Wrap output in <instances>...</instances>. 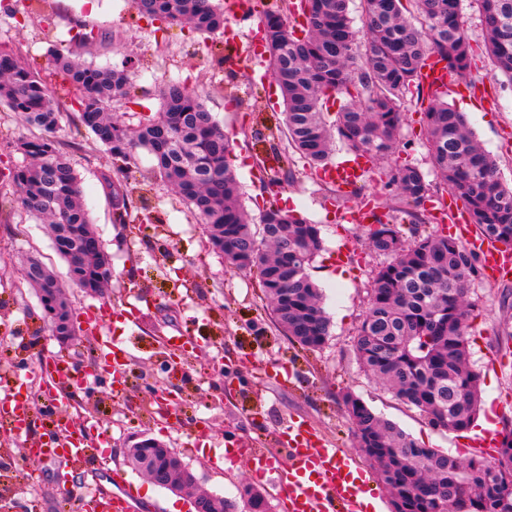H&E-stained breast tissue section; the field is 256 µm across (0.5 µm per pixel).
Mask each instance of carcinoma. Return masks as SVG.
<instances>
[{
	"label": "carcinoma",
	"instance_id": "cac0c4a2",
	"mask_svg": "<svg viewBox=\"0 0 512 512\" xmlns=\"http://www.w3.org/2000/svg\"><path fill=\"white\" fill-rule=\"evenodd\" d=\"M363 0L364 42L352 25L349 0H299L306 28L298 33L275 12L263 15L265 54L285 107L287 142L313 168L330 163L332 136L371 165L393 156L404 122L403 104L420 89L422 70L437 56L462 74L472 45L463 28L460 0ZM485 23V44L496 72L512 82V0H476ZM141 17L198 34L224 32V11L212 0H131ZM54 64L73 88L71 106L107 148L115 170L130 169L147 150L156 172L193 210L212 249L238 270L254 273L285 335L317 350L331 323L308 270L321 250L317 225L273 205L251 228L238 197L230 163L232 144L200 95L186 84L159 88L160 111L130 127L112 115V102L130 97L134 73L126 64L101 68L51 50ZM346 94L329 124L323 105ZM0 104L22 114L41 135L21 137L23 162L13 174L16 200L48 224L70 281L90 291L111 278V256L92 227L80 180L59 147L60 110L20 51H0ZM434 181L417 166L389 167L385 187L409 217L410 235L391 217L368 227V246L384 262L375 270L368 307L354 345L361 367L398 399L418 408L439 430L462 432L480 407L479 373L469 363V321L476 304L470 290L481 279L474 252L442 231L420 232L419 209L430 192L443 189L460 201L480 233L512 250V187L477 142L464 115L444 94L428 95L422 112ZM112 188L113 221L127 223L130 200L121 180ZM23 281L41 291L60 288L56 274L36 255L22 262ZM358 447L390 496L391 512H512V432L491 459H466L420 445L358 396H343Z\"/></svg>",
	"mask_w": 512,
	"mask_h": 512
}]
</instances>
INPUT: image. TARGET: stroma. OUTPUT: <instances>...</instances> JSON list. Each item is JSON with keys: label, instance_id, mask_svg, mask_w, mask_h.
<instances>
[{"label": "stroma", "instance_id": "obj_1", "mask_svg": "<svg viewBox=\"0 0 512 512\" xmlns=\"http://www.w3.org/2000/svg\"><path fill=\"white\" fill-rule=\"evenodd\" d=\"M16 17L0 7V50L21 48L25 60L46 84L60 108L57 136L81 179L84 204L112 256L107 290L90 296L67 289L80 332L69 342L49 332L37 295L23 282L14 258L33 252L59 277L67 266L55 251L44 224L20 208L0 209V248L13 261L0 268V376L63 360L87 368L104 359L107 338L120 341L128 354L121 386L103 384L94 394L77 388L55 399L39 385L31 393L37 414L34 428L13 436L0 426V446L10 448L13 479L35 484L38 512H70L73 492L86 483L105 495L124 493L133 483L134 512H192L189 496L150 486L127 462L126 450L139 435L173 448L194 473L197 484L213 494L236 500L241 488L256 482L269 498L271 512H286L279 471L288 467L283 448L290 421L299 420L316 435L349 454L358 448L342 402L352 393L376 414L394 422L426 446L471 457L472 444L483 435V422L467 431L434 429L414 407L398 400L359 365L354 344L368 306L367 291L381 258L367 244V227L343 221V214L373 202L381 211L396 201L384 187L385 165L365 173L351 197L330 194L317 173L295 159L281 202L321 228L324 249L310 268L323 291L331 336L319 350L303 349L276 327L254 274L229 268L208 250L203 229L189 208L156 181L154 157L139 150L127 175L134 205L131 221H112V203L101 174L112 167L106 148L77 125L70 108V86L53 66L49 51L69 47L86 62L112 66L135 63L137 97L119 101L113 111L134 126L160 108L158 89L166 81L184 82L202 95L209 111L223 122L234 143L242 202L252 219L262 210L261 170L257 157L269 145H284V108L278 91L251 80L247 35L252 19L231 14L233 40L209 41L177 26L156 29L140 19L129 0H8ZM464 27L474 48L470 71L456 79L446 99L455 108L470 107L468 123L498 164L504 183L512 184V84L498 76L483 51L480 18L469 0L461 3ZM96 35L75 42L78 26ZM405 121L398 163L429 169L423 146L421 111L404 103ZM33 129L8 107L0 106V197L15 192L12 173L23 161L14 141ZM512 283H476L471 297L477 316L470 328L471 360L481 375V396L490 399L496 434L512 428ZM192 337L182 359L186 374L173 378L162 365L173 354L168 340ZM233 368L223 378L220 368ZM85 418L109 433L106 447H89L83 460L39 456L27 450L62 417ZM273 451L276 473L253 479L248 449Z\"/></svg>", "mask_w": 512, "mask_h": 512}]
</instances>
